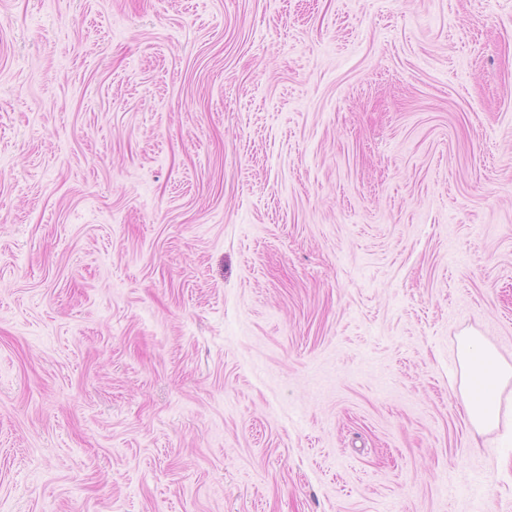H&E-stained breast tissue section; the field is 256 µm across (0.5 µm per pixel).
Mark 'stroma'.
I'll list each match as a JSON object with an SVG mask.
<instances>
[{
  "label": "stroma",
  "mask_w": 512,
  "mask_h": 512,
  "mask_svg": "<svg viewBox=\"0 0 512 512\" xmlns=\"http://www.w3.org/2000/svg\"><path fill=\"white\" fill-rule=\"evenodd\" d=\"M512 0H0V512H512ZM460 357L466 375L462 404L467 418L479 430L497 428L502 418V394L512 379V366L503 364L474 336L461 338ZM474 384L479 388L474 390Z\"/></svg>",
  "instance_id": "stroma-1"
}]
</instances>
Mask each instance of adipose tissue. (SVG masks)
<instances>
[{"label":"adipose tissue","mask_w":512,"mask_h":512,"mask_svg":"<svg viewBox=\"0 0 512 512\" xmlns=\"http://www.w3.org/2000/svg\"><path fill=\"white\" fill-rule=\"evenodd\" d=\"M460 357L466 375L462 404L469 421L480 430L498 427L503 411L512 410V399L502 397L512 382V366L473 336L462 337Z\"/></svg>","instance_id":"ef3b65f1"}]
</instances>
